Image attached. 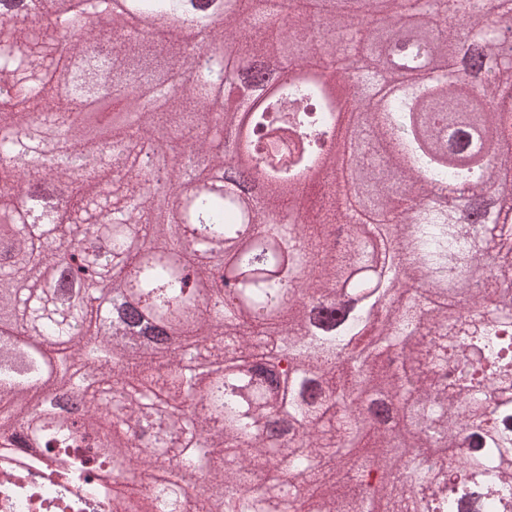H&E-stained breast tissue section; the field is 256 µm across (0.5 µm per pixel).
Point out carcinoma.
I'll list each match as a JSON object with an SVG mask.
<instances>
[{
  "label": "carcinoma",
  "instance_id": "obj_1",
  "mask_svg": "<svg viewBox=\"0 0 512 512\" xmlns=\"http://www.w3.org/2000/svg\"><path fill=\"white\" fill-rule=\"evenodd\" d=\"M192 3L0 9V131L17 133L0 136V323L34 327L57 353L18 368L0 345V470L48 475L0 483V498L41 512H512V180L496 175L512 111L484 106L507 84L512 46L494 30L512 26V0H236L228 15ZM355 7L404 23L353 26ZM312 17L345 39L344 58L300 41ZM145 19L169 24L167 39ZM396 50L443 78L385 67ZM349 58L355 140L333 153L322 86L273 85L268 65ZM249 87L252 102L226 106ZM243 112L235 150L213 152ZM43 125L57 132L46 164L25 133ZM188 142L160 159V144ZM65 179L68 223L19 210ZM163 181L180 193L152 192ZM313 188L318 211L289 229L281 214ZM76 247L96 271L131 263L181 346L137 353L101 308L73 305ZM346 277L354 308L333 288ZM39 405L51 419L31 438Z\"/></svg>",
  "mask_w": 512,
  "mask_h": 512
}]
</instances>
